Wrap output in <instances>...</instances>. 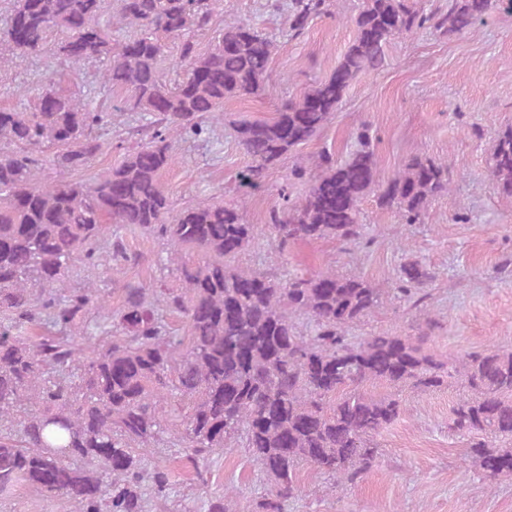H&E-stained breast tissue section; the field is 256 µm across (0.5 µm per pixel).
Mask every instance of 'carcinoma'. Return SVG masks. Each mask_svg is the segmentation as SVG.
Listing matches in <instances>:
<instances>
[{
  "instance_id": "cac0c4a2",
  "label": "carcinoma",
  "mask_w": 512,
  "mask_h": 512,
  "mask_svg": "<svg viewBox=\"0 0 512 512\" xmlns=\"http://www.w3.org/2000/svg\"><path fill=\"white\" fill-rule=\"evenodd\" d=\"M12 0L0 60L24 62L56 40L71 68L100 66L84 94L46 85L34 110L0 109V499L28 487L64 498L76 512H147L166 503L170 472L145 451L171 448L207 483L213 455L238 440L266 490L255 512H284L308 465L340 486L363 478L379 454L374 437L401 414L399 397L366 394L368 383L433 391L462 388L449 428L470 438L469 456L489 484L512 480V349L487 347L444 361L428 343L431 317L414 336L351 330L383 303L360 276L330 268L311 277L235 264L264 230L282 264L295 239L363 238L361 200L403 224L422 223L448 192V167L414 156L382 183L361 149L342 162L320 156L319 172L297 165L279 202L258 228L241 207L213 199L175 208L162 184L182 141L209 142L224 124V103L264 90L276 38L251 17L210 31L224 0ZM503 0H448L426 13L410 0H363L356 37L329 78L266 121L232 122L251 158L242 182L260 185L271 165L320 134L359 73L383 61L391 41L431 29L463 33ZM332 0H275L290 36L334 16ZM178 40L179 72L162 68L167 40ZM120 92L110 112L93 107L100 91ZM125 126L123 160L87 179L112 126ZM55 148L51 155L46 149ZM491 176L512 196V130L492 146ZM137 230L165 245L156 264L178 288L112 281L123 293L112 311L95 281L141 256L127 249ZM433 273L420 261L400 266L395 298L425 310ZM186 320L170 335L168 317ZM237 492H215L206 512H236Z\"/></svg>"
}]
</instances>
